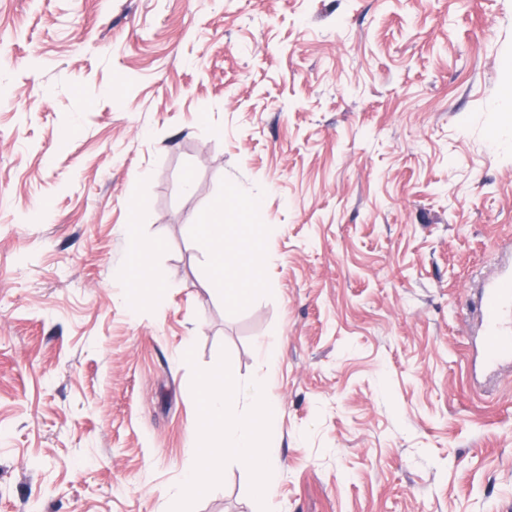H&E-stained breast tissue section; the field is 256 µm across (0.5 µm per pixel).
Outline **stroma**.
<instances>
[{
  "label": "stroma",
  "instance_id": "stroma-1",
  "mask_svg": "<svg viewBox=\"0 0 512 512\" xmlns=\"http://www.w3.org/2000/svg\"><path fill=\"white\" fill-rule=\"evenodd\" d=\"M218 203L265 256L242 307L192 230ZM507 241L512 0H0V512H169L193 367L247 383L262 340L269 512H512L476 350ZM194 512H260L246 465ZM125 277L133 290L160 288L162 279L159 272L146 256H140L137 263L126 269Z\"/></svg>",
  "mask_w": 512,
  "mask_h": 512
}]
</instances>
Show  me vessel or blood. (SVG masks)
I'll list each match as a JSON object with an SVG mask.
<instances>
[{"label":"vessel or blood","mask_w":512,"mask_h":512,"mask_svg":"<svg viewBox=\"0 0 512 512\" xmlns=\"http://www.w3.org/2000/svg\"><path fill=\"white\" fill-rule=\"evenodd\" d=\"M482 355L486 365L512 364V266L489 277L478 301Z\"/></svg>","instance_id":"1"}]
</instances>
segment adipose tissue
<instances>
[{
  "label": "adipose tissue",
  "mask_w": 512,
  "mask_h": 512,
  "mask_svg": "<svg viewBox=\"0 0 512 512\" xmlns=\"http://www.w3.org/2000/svg\"><path fill=\"white\" fill-rule=\"evenodd\" d=\"M196 231L208 257L209 274L205 282L206 288L212 294L236 304L250 301L260 288L259 282L246 273L237 270L228 273L224 270L225 241L233 240L242 245L250 242L244 225L225 223L224 207L219 204L203 216Z\"/></svg>",
  "instance_id": "adipose-tissue-1"
}]
</instances>
